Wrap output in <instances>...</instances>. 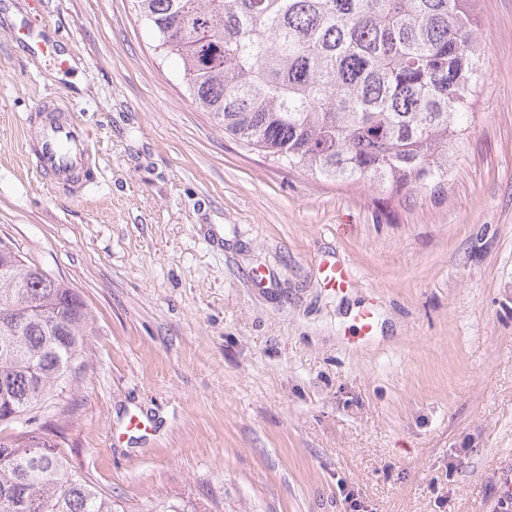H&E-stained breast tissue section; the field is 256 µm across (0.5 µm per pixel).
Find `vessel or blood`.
<instances>
[{
    "label": "vessel or blood",
    "mask_w": 512,
    "mask_h": 512,
    "mask_svg": "<svg viewBox=\"0 0 512 512\" xmlns=\"http://www.w3.org/2000/svg\"><path fill=\"white\" fill-rule=\"evenodd\" d=\"M30 166L47 183H64L81 195L90 179L88 133L58 102H48L38 125L28 126Z\"/></svg>",
    "instance_id": "obj_1"
}]
</instances>
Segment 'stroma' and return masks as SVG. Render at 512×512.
Here are the masks:
<instances>
[{
	"label": "stroma",
	"mask_w": 512,
	"mask_h": 512,
	"mask_svg": "<svg viewBox=\"0 0 512 512\" xmlns=\"http://www.w3.org/2000/svg\"><path fill=\"white\" fill-rule=\"evenodd\" d=\"M477 8L482 86L448 185L402 196L272 166L225 136L133 0H0L14 15L0 20V240L94 318L46 416L78 470L117 500L199 512H503L512 0ZM33 32L66 71L33 53ZM46 98L91 134L83 197L28 166L24 120ZM331 263L347 292L325 286Z\"/></svg>",
	"instance_id": "stroma-1"
}]
</instances>
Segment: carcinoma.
I'll return each mask as SVG.
<instances>
[{
  "label": "carcinoma",
  "instance_id": "carcinoma-1",
  "mask_svg": "<svg viewBox=\"0 0 512 512\" xmlns=\"http://www.w3.org/2000/svg\"><path fill=\"white\" fill-rule=\"evenodd\" d=\"M478 0H137L224 134L324 181L439 193L481 88ZM35 298L44 317L19 318ZM92 316L0 240V512H132L26 426L82 366Z\"/></svg>",
  "mask_w": 512,
  "mask_h": 512
}]
</instances>
